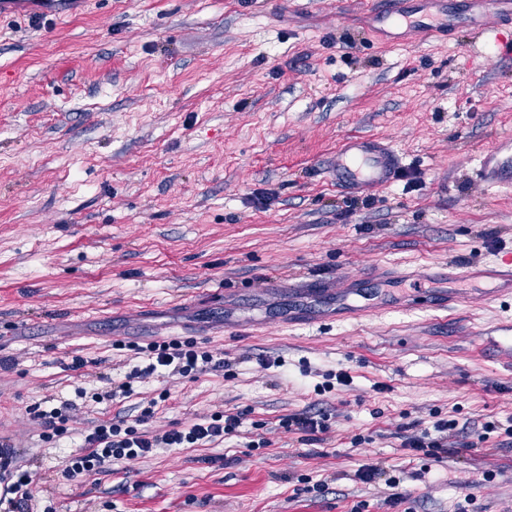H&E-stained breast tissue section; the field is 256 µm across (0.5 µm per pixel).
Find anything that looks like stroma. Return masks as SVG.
<instances>
[{"instance_id":"1","label":"stroma","mask_w":512,"mask_h":512,"mask_svg":"<svg viewBox=\"0 0 512 512\" xmlns=\"http://www.w3.org/2000/svg\"><path fill=\"white\" fill-rule=\"evenodd\" d=\"M350 132L391 141L407 177L355 203L337 192L320 168ZM508 135L512 57L465 28L387 45L361 0H87L68 18H0V444L40 477L33 512H454L475 480L470 512H512V443L481 433L512 419V369L478 342L512 324V298L405 310L426 287L370 276L512 250V193L476 177ZM298 277L359 282L388 308L285 324ZM170 325L226 366L104 399L138 363L127 343ZM341 370L349 385L316 394ZM152 399L149 431L244 420L62 477L94 424ZM65 400L67 434L43 440L29 408ZM302 412L327 416L322 440L283 428ZM438 419L458 423L447 457L402 448ZM371 465L399 485L359 480Z\"/></svg>"}]
</instances>
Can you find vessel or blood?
Returning <instances> with one entry per match:
<instances>
[{"label": "vessel or blood", "mask_w": 512, "mask_h": 512, "mask_svg": "<svg viewBox=\"0 0 512 512\" xmlns=\"http://www.w3.org/2000/svg\"><path fill=\"white\" fill-rule=\"evenodd\" d=\"M440 0H363L362 9L374 24L417 32L423 38H445L459 27L477 36H491L502 55L512 54V0H466L464 10L440 9ZM31 10L55 18L70 16V0H32ZM494 16L496 28H488L487 16ZM326 180L347 195L364 194L393 184L405 168L402 155L383 138L352 134L345 136L335 153L322 165ZM478 175L488 185L512 191V137L508 136L484 149L480 155ZM401 279L445 283L453 277L446 266H428L404 271ZM463 280L490 281L487 292L473 294L469 303L483 305L512 294V258L500 263L469 266ZM296 308L288 313L287 322L305 327H328L339 321L365 317L368 308L351 304L357 295L355 283L336 280L320 284L301 280L293 284Z\"/></svg>", "instance_id": "b4317fda"}]
</instances>
